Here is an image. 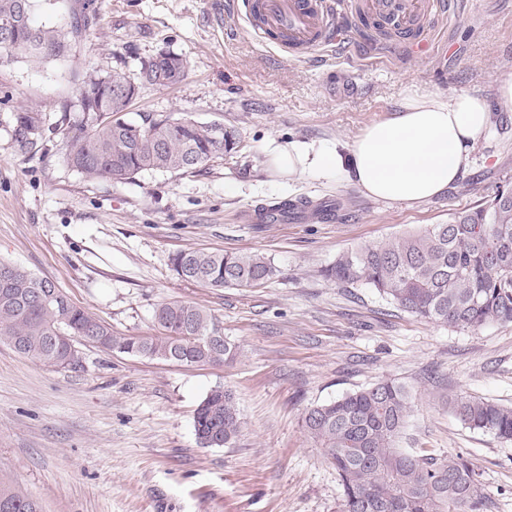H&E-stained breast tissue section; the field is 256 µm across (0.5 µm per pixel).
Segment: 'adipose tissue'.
<instances>
[{
    "label": "adipose tissue",
    "instance_id": "ef3b65f1",
    "mask_svg": "<svg viewBox=\"0 0 512 512\" xmlns=\"http://www.w3.org/2000/svg\"><path fill=\"white\" fill-rule=\"evenodd\" d=\"M492 104L469 93H427L405 100L396 118L371 124L347 147L294 142L274 146L270 157L292 175L312 172L377 199L421 202L457 181L491 122Z\"/></svg>",
    "mask_w": 512,
    "mask_h": 512
}]
</instances>
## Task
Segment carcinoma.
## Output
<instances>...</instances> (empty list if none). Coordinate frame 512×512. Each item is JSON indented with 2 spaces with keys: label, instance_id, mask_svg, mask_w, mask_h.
<instances>
[{
  "label": "carcinoma",
  "instance_id": "obj_1",
  "mask_svg": "<svg viewBox=\"0 0 512 512\" xmlns=\"http://www.w3.org/2000/svg\"><path fill=\"white\" fill-rule=\"evenodd\" d=\"M33 0H0V18L17 17L10 41L0 39V54L64 58L72 40L89 26L84 16L64 31L35 26ZM187 60L161 51L130 77L86 74L62 105L83 113L63 130L65 160L93 180L126 182L146 171L178 173L233 154L239 138L188 115L141 114L125 110L138 84L170 87L186 75ZM19 149L27 152L43 139L45 121L38 109L14 115ZM176 275L208 288H257L276 268L258 253L181 251L171 259ZM328 277L342 284L376 290L397 308L427 321L477 330L489 323H512V189H497L484 204L454 214L446 224L360 246L341 255ZM155 319L163 335L115 336L87 311L67 302L55 285L26 269L0 261V342L46 365L76 364L73 337L104 344L118 352L160 360L178 353L187 363H220L234 358L236 346L224 340L223 356L210 336L218 322L202 307L180 301L160 304ZM470 429L512 440V407L476 397L453 404ZM411 412L406 388L379 380L333 401L310 407L304 428L323 448L342 487L340 512H483L485 499L472 463L461 455L437 457L407 452L399 439ZM241 421L231 390L212 388L195 416V434L205 448L219 440L231 445ZM0 512H42L36 500L0 480Z\"/></svg>",
  "mask_w": 512,
  "mask_h": 512
}]
</instances>
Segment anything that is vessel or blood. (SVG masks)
<instances>
[{
  "mask_svg": "<svg viewBox=\"0 0 512 512\" xmlns=\"http://www.w3.org/2000/svg\"><path fill=\"white\" fill-rule=\"evenodd\" d=\"M466 0H260L245 12L228 0L224 15L231 26L245 25L259 38L307 54L347 49L353 38L350 14L363 11L377 21H392L414 55L430 54V34L441 22L465 10Z\"/></svg>",
  "mask_w": 512,
  "mask_h": 512,
  "instance_id": "1",
  "label": "vessel or blood"
}]
</instances>
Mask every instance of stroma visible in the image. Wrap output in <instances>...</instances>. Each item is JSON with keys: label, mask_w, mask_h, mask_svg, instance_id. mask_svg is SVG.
Segmentation results:
<instances>
[{"label": "stroma", "mask_w": 512, "mask_h": 512, "mask_svg": "<svg viewBox=\"0 0 512 512\" xmlns=\"http://www.w3.org/2000/svg\"><path fill=\"white\" fill-rule=\"evenodd\" d=\"M225 0H35L36 22L91 28L64 59L0 62V259L46 278L108 326L149 337L164 302L210 312L237 347L233 361L186 365L77 341L68 368L0 343V479L43 512H337L342 488L303 426L308 408L393 379L412 411L399 445L462 455L479 475L484 512H512V442L454 415L463 396L512 405V324L478 330L435 324L375 290L340 285L326 268L349 250L443 224L497 188L512 187V0H472L433 35L444 59L388 52L387 36L355 35L348 51L297 59L224 25ZM169 50L188 60L169 88L138 87L130 114L185 113L237 130L233 156L183 174L146 171L91 181L65 160L62 137L23 152L15 113L47 124L89 72L136 74ZM493 99V122L455 185L421 203L364 194L344 180L274 167L269 143H349L423 93ZM305 198L338 203L335 219L246 224L241 211ZM259 253L275 276L258 288L212 289L180 279L183 250ZM217 386L232 390L241 430L230 447H202L194 420Z\"/></svg>", "instance_id": "35a3bbf8"}]
</instances>
